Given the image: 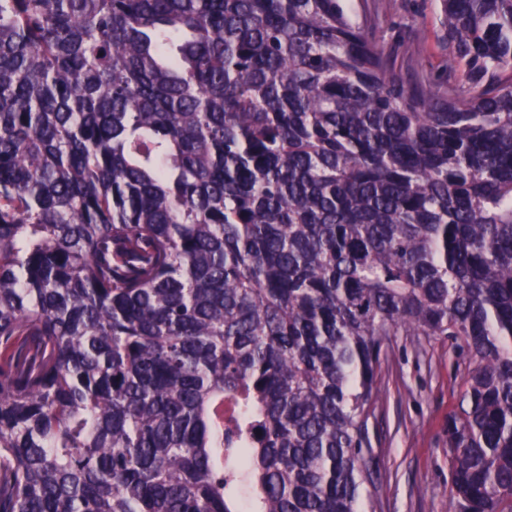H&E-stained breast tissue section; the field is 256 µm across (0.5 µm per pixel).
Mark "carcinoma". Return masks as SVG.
Instances as JSON below:
<instances>
[{
	"instance_id": "carcinoma-1",
	"label": "carcinoma",
	"mask_w": 512,
	"mask_h": 512,
	"mask_svg": "<svg viewBox=\"0 0 512 512\" xmlns=\"http://www.w3.org/2000/svg\"><path fill=\"white\" fill-rule=\"evenodd\" d=\"M0 0V512H366L389 337L467 357L512 512V0ZM394 29L388 33L382 46L386 51L394 47L397 38L415 39L421 43L420 53L403 73L407 78L414 70L430 69L445 78L448 74V55L442 49L439 36V0H383Z\"/></svg>"
}]
</instances>
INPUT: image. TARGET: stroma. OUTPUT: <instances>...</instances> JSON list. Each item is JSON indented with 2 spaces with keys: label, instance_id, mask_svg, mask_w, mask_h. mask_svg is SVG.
Returning a JSON list of instances; mask_svg holds the SVG:
<instances>
[{
  "label": "stroma",
  "instance_id": "1",
  "mask_svg": "<svg viewBox=\"0 0 512 512\" xmlns=\"http://www.w3.org/2000/svg\"><path fill=\"white\" fill-rule=\"evenodd\" d=\"M397 38L415 39L412 69L448 74L439 36L438 0H384ZM461 357L442 336L398 332L385 345L378 375L380 397L367 421L374 465L369 487L376 512H448V414L458 403Z\"/></svg>",
  "mask_w": 512,
  "mask_h": 512
}]
</instances>
